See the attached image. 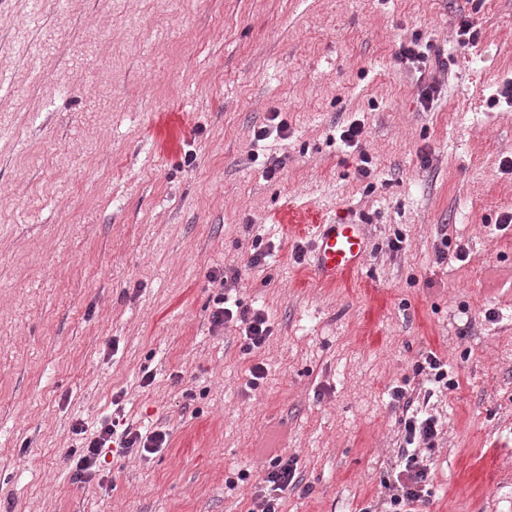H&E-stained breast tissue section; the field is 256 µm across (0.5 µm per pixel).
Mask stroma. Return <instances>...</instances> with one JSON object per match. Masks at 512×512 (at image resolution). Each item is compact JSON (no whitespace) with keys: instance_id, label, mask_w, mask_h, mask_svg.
Wrapping results in <instances>:
<instances>
[{"instance_id":"stroma-1","label":"stroma","mask_w":512,"mask_h":512,"mask_svg":"<svg viewBox=\"0 0 512 512\" xmlns=\"http://www.w3.org/2000/svg\"><path fill=\"white\" fill-rule=\"evenodd\" d=\"M416 33L453 58L429 109L394 63ZM510 77L512 0H0V512H249L278 456L283 512H380L389 392L429 351L459 386L429 402L423 512H512ZM272 112L287 138L255 141ZM343 218L366 257L325 285ZM225 269L261 350L211 324ZM118 406L168 447L75 481L73 425ZM365 126L359 120H352L348 124L341 126L339 133V141L349 152H358L360 165L358 171L362 176H367L369 170L362 164H368L369 159L362 148ZM314 275L331 285L360 268L367 248L363 224L317 225Z\"/></svg>"}]
</instances>
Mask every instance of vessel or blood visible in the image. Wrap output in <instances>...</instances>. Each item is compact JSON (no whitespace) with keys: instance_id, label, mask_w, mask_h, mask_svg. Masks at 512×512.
I'll return each instance as SVG.
<instances>
[{"instance_id":"obj_1","label":"vessel or blood","mask_w":512,"mask_h":512,"mask_svg":"<svg viewBox=\"0 0 512 512\" xmlns=\"http://www.w3.org/2000/svg\"><path fill=\"white\" fill-rule=\"evenodd\" d=\"M366 248L367 240L362 225L351 222L319 225L315 277L327 285L336 283L360 268Z\"/></svg>"}]
</instances>
